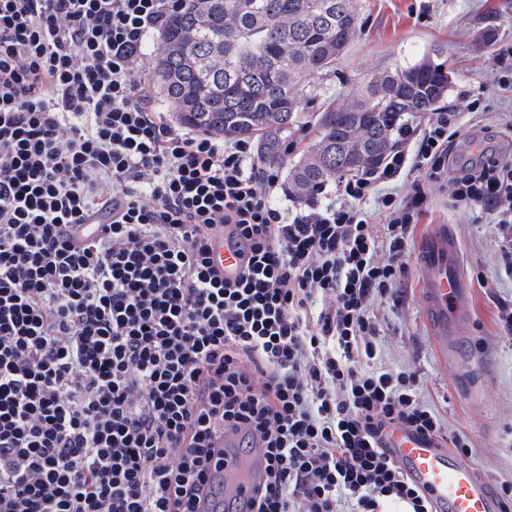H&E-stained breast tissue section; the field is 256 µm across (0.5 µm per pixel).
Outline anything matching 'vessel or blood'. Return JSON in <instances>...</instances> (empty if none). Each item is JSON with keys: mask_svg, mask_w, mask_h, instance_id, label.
<instances>
[{"mask_svg": "<svg viewBox=\"0 0 512 512\" xmlns=\"http://www.w3.org/2000/svg\"><path fill=\"white\" fill-rule=\"evenodd\" d=\"M212 258L225 278H236L242 270L243 259L230 236L217 239ZM417 261L422 272L420 303L432 343L441 358L454 356L463 346L461 330L470 319L463 304L469 285L460 268L459 242L454 232L447 225H433L417 246ZM240 440V433L225 432L221 480L204 493L199 512H219L226 504L242 510L263 482L260 448L249 449V469L241 471ZM386 446L438 512H502L500 502L474 469L447 448L400 427L387 436Z\"/></svg>", "mask_w": 512, "mask_h": 512, "instance_id": "obj_1", "label": "vessel or blood"}]
</instances>
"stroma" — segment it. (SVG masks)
<instances>
[{
  "instance_id": "35a3bbf8",
  "label": "stroma",
  "mask_w": 512,
  "mask_h": 512,
  "mask_svg": "<svg viewBox=\"0 0 512 512\" xmlns=\"http://www.w3.org/2000/svg\"><path fill=\"white\" fill-rule=\"evenodd\" d=\"M504 39L512 40V0H364L359 37L336 66L315 79L314 91L303 94L298 121L283 136L286 161L314 147L326 108L344 104L373 74L425 58L448 69L450 83L439 105L462 115L457 154L475 140L498 148L501 124L512 120V92L493 84L488 58ZM472 101L479 107L474 117L466 113ZM426 192L427 208L413 237L445 224L460 242L471 288L466 345L449 362L437 354L421 312V273L413 264L398 289L399 306L374 307L384 333L380 360L384 367L419 375L421 397L445 421L447 438L472 447L466 464L495 491L512 484V337L499 321L500 304L512 303V277L503 271L491 215L455 208L449 182L427 183Z\"/></svg>"
}]
</instances>
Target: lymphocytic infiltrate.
Returning <instances> with one entry per match:
<instances>
[{
	"label": "lymphocytic infiltrate",
	"instance_id": "1",
	"mask_svg": "<svg viewBox=\"0 0 512 512\" xmlns=\"http://www.w3.org/2000/svg\"><path fill=\"white\" fill-rule=\"evenodd\" d=\"M184 5L0 0V512H197L228 427L264 449L247 512H434L382 442L446 425L379 365L373 306L407 276L428 181L492 215L512 276V158L455 156L441 110L342 201L288 211L251 139L172 126L141 81ZM228 226L232 284L211 257Z\"/></svg>",
	"mask_w": 512,
	"mask_h": 512
}]
</instances>
